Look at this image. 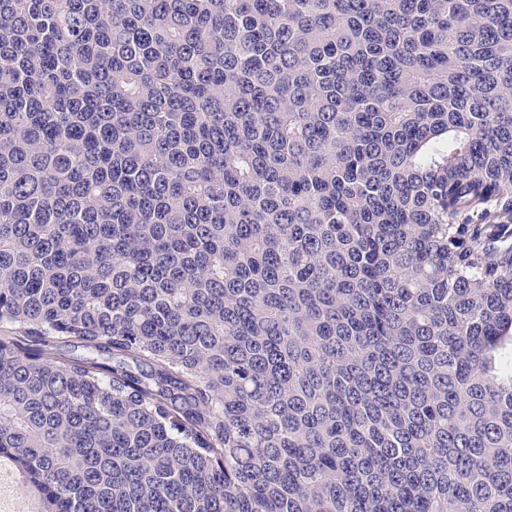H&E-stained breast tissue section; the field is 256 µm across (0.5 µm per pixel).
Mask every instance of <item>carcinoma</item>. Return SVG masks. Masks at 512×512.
Instances as JSON below:
<instances>
[{"instance_id": "obj_1", "label": "carcinoma", "mask_w": 512, "mask_h": 512, "mask_svg": "<svg viewBox=\"0 0 512 512\" xmlns=\"http://www.w3.org/2000/svg\"><path fill=\"white\" fill-rule=\"evenodd\" d=\"M500 217L512 0H0V461L40 512H512ZM57 357L72 360L94 361L104 365L111 363L106 355H101L93 349L86 348L79 343H60L55 351Z\"/></svg>"}]
</instances>
